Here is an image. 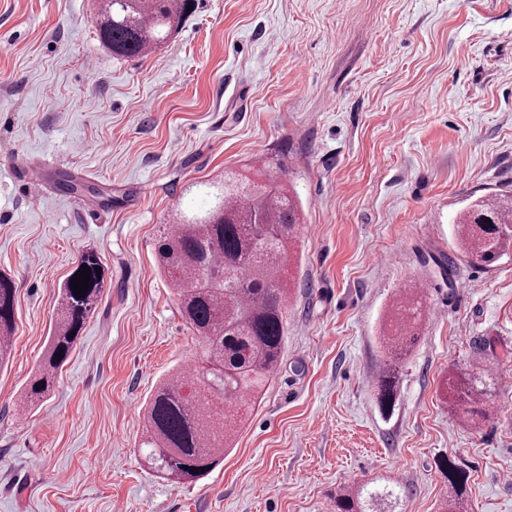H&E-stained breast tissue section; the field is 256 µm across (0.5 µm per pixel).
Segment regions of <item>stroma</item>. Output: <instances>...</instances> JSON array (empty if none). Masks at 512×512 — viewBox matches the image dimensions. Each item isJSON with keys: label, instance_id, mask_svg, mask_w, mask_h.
<instances>
[{"label": "stroma", "instance_id": "obj_1", "mask_svg": "<svg viewBox=\"0 0 512 512\" xmlns=\"http://www.w3.org/2000/svg\"><path fill=\"white\" fill-rule=\"evenodd\" d=\"M100 0H0V273L15 329L0 368V512H336L345 487L397 485L440 512H512V251L458 252L454 219L512 193V0H193L160 47L118 58ZM285 169L305 224L280 365L222 465L173 485L144 462V404L202 358L160 229L211 198L196 181ZM42 176L41 193L25 188ZM68 178L100 189L61 191ZM85 251L106 288L52 390L21 395L59 285ZM428 310L392 413L373 379L404 290ZM492 355L493 411L467 422L449 374ZM443 472L448 480V485L452 488L453 495L449 496L442 505L444 512H460L463 497L467 493V473L464 469L457 466L454 462L444 461Z\"/></svg>", "mask_w": 512, "mask_h": 512}]
</instances>
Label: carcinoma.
I'll return each instance as SVG.
<instances>
[{
  "label": "carcinoma",
  "instance_id": "carcinoma-1",
  "mask_svg": "<svg viewBox=\"0 0 512 512\" xmlns=\"http://www.w3.org/2000/svg\"><path fill=\"white\" fill-rule=\"evenodd\" d=\"M188 8V0H103L100 41L121 57L144 56L166 42ZM215 205L202 215H182L168 226L156 253L158 267L176 285L179 313L205 342L203 358L163 378L144 408L145 459L174 485L193 483L224 461L236 429L278 369L288 324L289 262L297 252L300 206L283 185V174L255 168L226 172L205 183ZM490 224L512 225V195L475 199L457 219L459 252L472 262L490 263L512 249L511 236H490ZM86 265L89 288L77 298L73 277ZM93 251L80 254L58 289L59 312L46 354L24 398L38 399L53 384L76 346L84 324L105 289V272ZM394 336H380L383 362L375 379L376 399L392 410L398 380L391 358L403 357L419 338L425 311L418 298L401 293L394 303ZM15 287L0 274V363L11 353ZM496 376L487 364L448 376V402L473 422L488 417L487 400ZM443 472L452 488L443 512H460L467 473L450 460ZM399 501L395 489H342L336 512H386Z\"/></svg>",
  "mask_w": 512,
  "mask_h": 512
}]
</instances>
